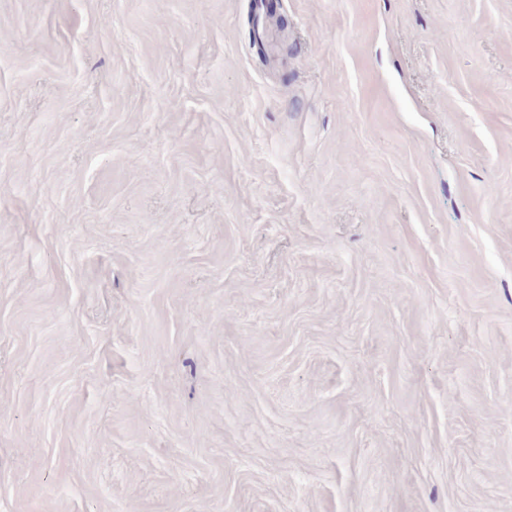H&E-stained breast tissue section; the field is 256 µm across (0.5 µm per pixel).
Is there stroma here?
<instances>
[{
	"label": "stroma",
	"mask_w": 512,
	"mask_h": 512,
	"mask_svg": "<svg viewBox=\"0 0 512 512\" xmlns=\"http://www.w3.org/2000/svg\"><path fill=\"white\" fill-rule=\"evenodd\" d=\"M0 0V512H512V0Z\"/></svg>",
	"instance_id": "stroma-1"
}]
</instances>
